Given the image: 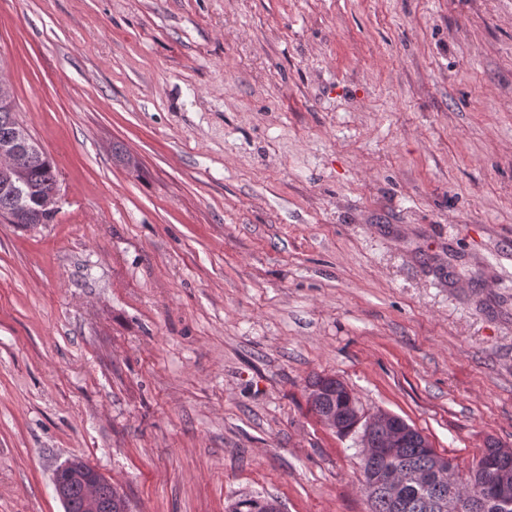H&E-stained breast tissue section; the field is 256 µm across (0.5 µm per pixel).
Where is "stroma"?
I'll return each mask as SVG.
<instances>
[{
  "mask_svg": "<svg viewBox=\"0 0 512 512\" xmlns=\"http://www.w3.org/2000/svg\"><path fill=\"white\" fill-rule=\"evenodd\" d=\"M0 73L62 193L0 219V512L73 458L131 512H370L319 376L512 447V0H0Z\"/></svg>",
  "mask_w": 512,
  "mask_h": 512,
  "instance_id": "stroma-1",
  "label": "stroma"
}]
</instances>
